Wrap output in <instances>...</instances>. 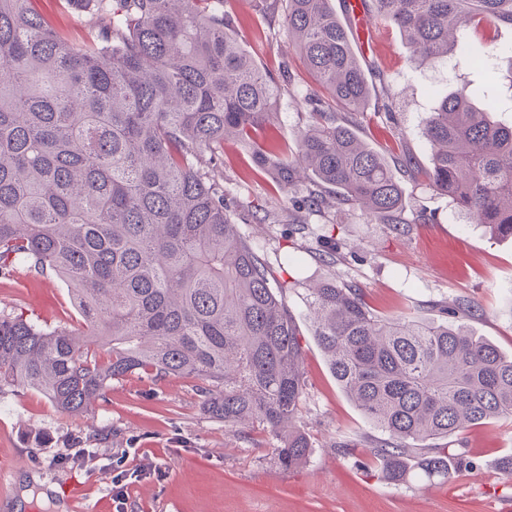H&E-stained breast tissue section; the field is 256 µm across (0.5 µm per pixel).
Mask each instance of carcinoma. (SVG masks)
Returning a JSON list of instances; mask_svg holds the SVG:
<instances>
[{"label": "carcinoma", "instance_id": "obj_1", "mask_svg": "<svg viewBox=\"0 0 512 512\" xmlns=\"http://www.w3.org/2000/svg\"><path fill=\"white\" fill-rule=\"evenodd\" d=\"M41 0H0V274L18 262L53 273L73 293L88 347L67 328L0 315V388L41 392L86 412L112 381L136 371L187 374L224 425L262 426L291 470L310 455L292 427L306 381L284 285L240 232L224 196V143L285 196L313 189L309 210L352 205L401 231L402 188L391 165L332 108L283 153L274 134L281 84L266 74L224 14V0H64L87 35L70 40ZM309 72L346 112L370 86L331 0H272ZM412 54L439 59L471 34L485 60L512 29V0H371ZM467 86L444 94L423 136L429 176L469 219L512 237V123ZM313 337L337 384L382 433L366 455L383 477L450 480L474 466L427 445L465 427L512 418V354L476 334L469 303L438 318H383L362 289L325 280L307 289Z\"/></svg>", "mask_w": 512, "mask_h": 512}]
</instances>
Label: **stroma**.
I'll return each mask as SVG.
<instances>
[{"label":"stroma","instance_id":"obj_1","mask_svg":"<svg viewBox=\"0 0 512 512\" xmlns=\"http://www.w3.org/2000/svg\"><path fill=\"white\" fill-rule=\"evenodd\" d=\"M238 35L270 74L288 68L275 114L280 146L292 149L309 123L307 97L317 84L288 37L283 14L265 0H224ZM368 31L356 37L357 56L373 86L368 106L338 113L369 147L390 163L412 157L416 176L399 173L403 188V234L393 233L361 209L342 205L330 217L296 209L307 193L299 186L273 197L266 180L252 177L241 149H224V192L238 204L268 209L266 224L241 229L285 285L303 346L305 395L296 427L312 448L307 463L280 467L279 437L256 429L243 434L211 418L196 379L144 374L113 381L87 412L69 414L34 390H0V512H58L56 482H79L99 512H512V477L500 461L512 454V420L500 419L443 439L442 447L473 461L453 481L419 479L393 484L360 451L380 433L355 408L331 375L314 342L305 288L325 278L362 288L381 316L434 318L433 306L465 301L483 314L471 328L512 353V237L494 234L459 213L431 183V146L422 134L440 95L463 84L497 96L500 118L512 120V32L503 31L483 68L459 55L417 60L399 30L366 13ZM301 222L302 230L287 226ZM336 241V262L318 258L324 236ZM43 326H75L72 293L53 275L16 264L0 277V313ZM64 448H85L80 464H55Z\"/></svg>","mask_w":512,"mask_h":512}]
</instances>
